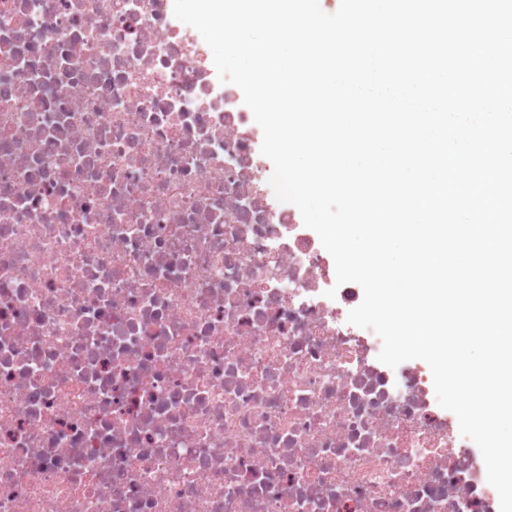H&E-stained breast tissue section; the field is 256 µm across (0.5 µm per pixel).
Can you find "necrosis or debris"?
Masks as SVG:
<instances>
[{"instance_id":"1","label":"necrosis or debris","mask_w":512,"mask_h":512,"mask_svg":"<svg viewBox=\"0 0 512 512\" xmlns=\"http://www.w3.org/2000/svg\"><path fill=\"white\" fill-rule=\"evenodd\" d=\"M173 8L0 0V512H496Z\"/></svg>"}]
</instances>
